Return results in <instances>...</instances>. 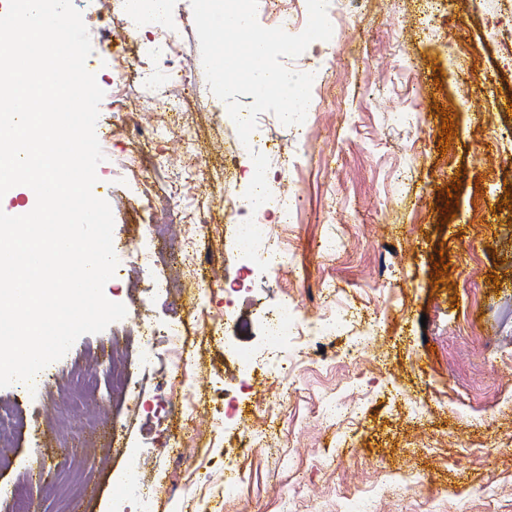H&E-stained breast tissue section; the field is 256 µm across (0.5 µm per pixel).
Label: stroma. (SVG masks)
<instances>
[{"instance_id": "stroma-1", "label": "stroma", "mask_w": 512, "mask_h": 512, "mask_svg": "<svg viewBox=\"0 0 512 512\" xmlns=\"http://www.w3.org/2000/svg\"><path fill=\"white\" fill-rule=\"evenodd\" d=\"M478 3L449 0L435 12L428 0H337L331 39L303 53L331 77L327 103L308 114L312 140L268 117L266 150L295 162L269 173L274 196L301 204L286 235L290 264L253 276L228 311L239 219L224 210V183L244 194L248 160L208 86L190 0H170L176 61L145 63L162 92L186 100L176 126L136 72L123 88L112 82L137 47L108 52L100 37L117 36L128 16L114 0H72L100 34L87 69L105 92L98 121L111 137L94 188L108 194L113 239L164 223L183 237L192 213L211 216L196 276L155 271L180 276L182 295L143 299L135 313L158 326L187 321L196 404L184 423L158 407L154 387L169 366L161 345L151 363L126 365L145 403L136 413L100 371L104 414L89 433L44 428L86 415L54 384L0 388L1 408L21 404L40 424L15 435L0 512H512V64L496 34L512 27V0ZM228 156L236 166L225 167ZM287 300L310 321L347 309V322L318 342L274 344L263 315ZM228 345L280 346L293 370L241 381ZM233 397L239 422L214 432L216 409ZM133 460L148 498L125 479Z\"/></svg>"}]
</instances>
